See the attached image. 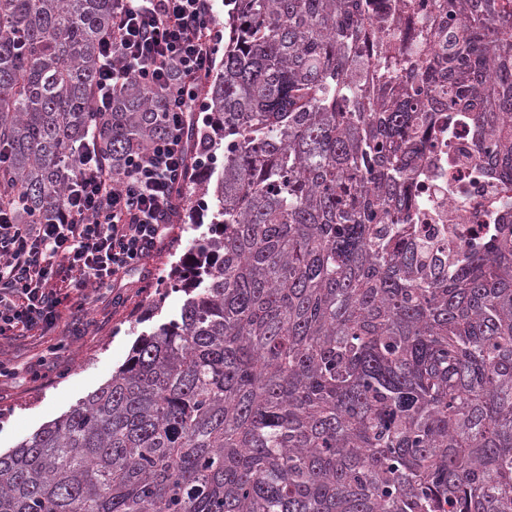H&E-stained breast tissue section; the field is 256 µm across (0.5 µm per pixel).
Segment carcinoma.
I'll list each match as a JSON object with an SVG mask.
<instances>
[{"label":"carcinoma","instance_id":"carcinoma-1","mask_svg":"<svg viewBox=\"0 0 512 512\" xmlns=\"http://www.w3.org/2000/svg\"><path fill=\"white\" fill-rule=\"evenodd\" d=\"M200 84L222 167L172 266L180 311L0 453V512H512V219L448 261L408 185L439 113L512 215V0H224ZM429 13L425 27L410 18ZM112 0H0V205L46 224L94 134L119 174L164 131L91 99Z\"/></svg>","mask_w":512,"mask_h":512}]
</instances>
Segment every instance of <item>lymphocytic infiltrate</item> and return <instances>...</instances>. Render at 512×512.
<instances>
[{
	"instance_id": "1",
	"label": "lymphocytic infiltrate",
	"mask_w": 512,
	"mask_h": 512,
	"mask_svg": "<svg viewBox=\"0 0 512 512\" xmlns=\"http://www.w3.org/2000/svg\"><path fill=\"white\" fill-rule=\"evenodd\" d=\"M99 40L95 111L140 82L164 95L165 131L112 177L94 138L76 149V176L56 220L20 224L0 206V340L54 326L64 307L85 308L91 288L108 286L153 252L185 179L186 135L208 104L197 83L212 75L224 41L215 0H113Z\"/></svg>"
}]
</instances>
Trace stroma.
Wrapping results in <instances>:
<instances>
[{
	"instance_id": "35a3bbf8",
	"label": "stroma",
	"mask_w": 512,
	"mask_h": 512,
	"mask_svg": "<svg viewBox=\"0 0 512 512\" xmlns=\"http://www.w3.org/2000/svg\"><path fill=\"white\" fill-rule=\"evenodd\" d=\"M197 232L179 221L168 224L155 251L143 264L95 293L78 316L64 315L44 334L0 344V360L17 367V377L0 380V449L15 447L45 423L110 380L129 358L139 332L176 315L183 293L166 294L172 265ZM70 337L60 347L62 337ZM41 365L40 377L29 366Z\"/></svg>"
}]
</instances>
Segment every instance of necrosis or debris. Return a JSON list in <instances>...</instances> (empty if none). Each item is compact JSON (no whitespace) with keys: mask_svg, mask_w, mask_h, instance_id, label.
<instances>
[{"mask_svg":"<svg viewBox=\"0 0 512 512\" xmlns=\"http://www.w3.org/2000/svg\"><path fill=\"white\" fill-rule=\"evenodd\" d=\"M440 131L421 162L413 185V222L419 238L459 258L494 227L490 220L501 197L495 175L477 165L476 138L455 113H442Z\"/></svg>","mask_w":512,"mask_h":512,"instance_id":"4bbe7bcc","label":"necrosis or debris"}]
</instances>
